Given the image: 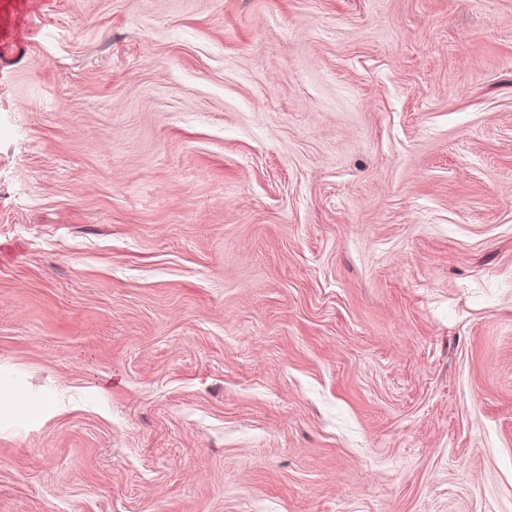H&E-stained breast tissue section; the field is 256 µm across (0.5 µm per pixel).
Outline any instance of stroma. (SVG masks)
Wrapping results in <instances>:
<instances>
[{"mask_svg": "<svg viewBox=\"0 0 512 512\" xmlns=\"http://www.w3.org/2000/svg\"><path fill=\"white\" fill-rule=\"evenodd\" d=\"M0 512H512V0H0Z\"/></svg>", "mask_w": 512, "mask_h": 512, "instance_id": "35a3bbf8", "label": "stroma"}]
</instances>
